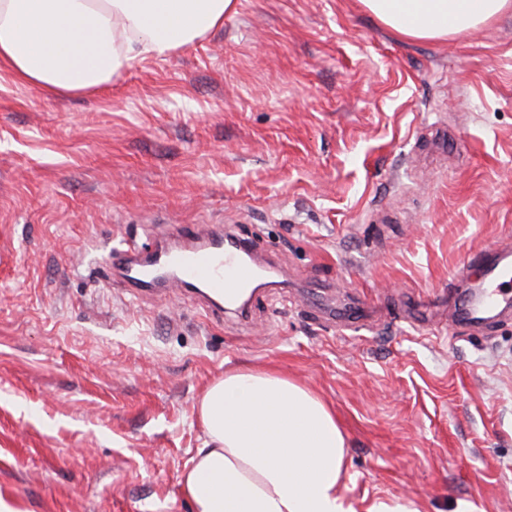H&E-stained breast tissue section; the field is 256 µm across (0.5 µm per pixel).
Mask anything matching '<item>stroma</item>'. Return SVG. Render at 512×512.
Instances as JSON below:
<instances>
[{"mask_svg":"<svg viewBox=\"0 0 512 512\" xmlns=\"http://www.w3.org/2000/svg\"><path fill=\"white\" fill-rule=\"evenodd\" d=\"M227 228L274 284L248 320L103 262ZM512 244V11L408 42L361 0H236L91 93L0 70V499L192 512L193 407L275 368L332 407L354 512H512V316L457 272Z\"/></svg>","mask_w":512,"mask_h":512,"instance_id":"1","label":"stroma"}]
</instances>
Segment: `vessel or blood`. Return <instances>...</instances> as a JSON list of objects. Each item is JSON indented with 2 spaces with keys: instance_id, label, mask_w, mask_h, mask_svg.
I'll return each instance as SVG.
<instances>
[{
  "instance_id": "1",
  "label": "vessel or blood",
  "mask_w": 512,
  "mask_h": 512,
  "mask_svg": "<svg viewBox=\"0 0 512 512\" xmlns=\"http://www.w3.org/2000/svg\"><path fill=\"white\" fill-rule=\"evenodd\" d=\"M248 250V243L240 239L234 246H226L223 232L195 231L184 233L181 245L157 246L143 258L131 256L129 244L120 239L107 260L121 264L126 278L134 284L156 282L160 269L174 268L178 284L197 287L230 306L251 287L259 272L258 265L244 260ZM479 266L485 291L459 308L461 316L471 322L488 320L512 308V293L507 290L512 283V249L499 248L493 258L480 261Z\"/></svg>"
}]
</instances>
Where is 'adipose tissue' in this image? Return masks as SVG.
I'll return each mask as SVG.
<instances>
[{
  "label": "adipose tissue",
  "mask_w": 512,
  "mask_h": 512,
  "mask_svg": "<svg viewBox=\"0 0 512 512\" xmlns=\"http://www.w3.org/2000/svg\"><path fill=\"white\" fill-rule=\"evenodd\" d=\"M408 41L484 25L512 0H361ZM235 0H0V62L52 94L111 81L220 27ZM203 442L180 475L192 512H350L345 437L327 403L276 370L225 372L198 399Z\"/></svg>",
  "instance_id": "ef3b65f1"
}]
</instances>
